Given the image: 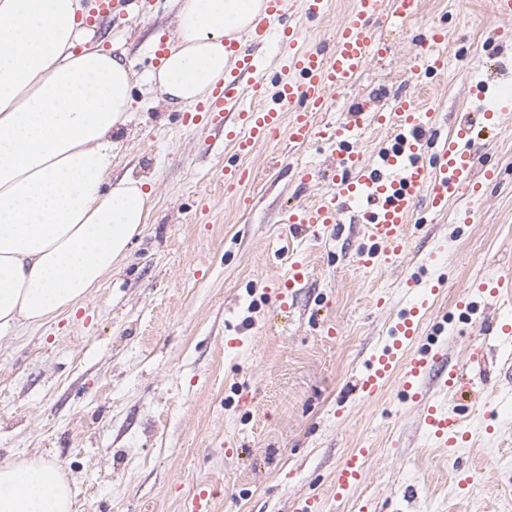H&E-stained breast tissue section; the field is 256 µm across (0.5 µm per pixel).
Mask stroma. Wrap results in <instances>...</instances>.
Segmentation results:
<instances>
[{
	"mask_svg": "<svg viewBox=\"0 0 512 512\" xmlns=\"http://www.w3.org/2000/svg\"><path fill=\"white\" fill-rule=\"evenodd\" d=\"M142 17L118 15L93 32L125 53L137 83L130 120L113 152L112 176L146 177L153 202L143 232L99 288L45 324L0 335V461L40 457L66 477L76 512H181L199 484L217 512H291L318 497L322 512H512V354L485 342L474 385L455 400L471 438L444 450L419 434L420 407L390 386L363 399L356 381L387 338L402 307V283L426 271L446 288L428 310L449 364L467 363L485 326L512 312V300H477L459 318V293L512 267V124L482 151L501 180L456 221L419 202L405 253L360 267L364 225L344 213L321 240L290 237L292 205L326 196L332 148L289 146L285 135L236 157L184 107L150 81L152 47L175 39L174 0H139ZM302 29L300 46L329 49L354 0ZM446 33L445 73L413 80L410 63L429 27ZM492 0H419L402 26L373 24L389 46L349 88L326 120L359 105L387 108L407 95L433 108L427 157L467 113L481 59L512 57L495 37ZM253 168L248 199L226 190L224 163ZM318 171L311 183L299 168ZM296 260L307 275L287 302L276 283ZM367 449L363 479L334 499L336 472ZM482 480L457 487L459 471Z\"/></svg>",
	"mask_w": 512,
	"mask_h": 512,
	"instance_id": "1",
	"label": "stroma"
}]
</instances>
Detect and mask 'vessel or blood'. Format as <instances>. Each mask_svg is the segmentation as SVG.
Returning a JSON list of instances; mask_svg holds the SVG:
<instances>
[{
    "instance_id": "1",
    "label": "vessel or blood",
    "mask_w": 512,
    "mask_h": 512,
    "mask_svg": "<svg viewBox=\"0 0 512 512\" xmlns=\"http://www.w3.org/2000/svg\"><path fill=\"white\" fill-rule=\"evenodd\" d=\"M394 10H387V2ZM329 0H264V12L247 30L244 39L225 40L232 65L196 111L185 113V123L223 129L236 153L245 156L257 145L279 132H286L293 146L321 140L333 148L336 165L342 173L327 196L311 205H295L285 213L289 232L311 239L322 236L337 224L338 214L352 212L357 223L367 228L371 248L358 253L360 266H374L380 257L395 258L407 247L410 218L420 192H428L433 211H444L449 202H471L480 197L487 184L496 181L493 168H479L474 122L496 130L512 118V99L499 97L497 82L477 78L472 86L471 117L462 120L452 136L440 147L437 163L426 158L428 135L432 125L431 109L405 96L396 97L383 112L356 113L346 123L319 121L321 113L331 111L334 95L347 89L368 62L384 58L386 43L375 39L372 23L376 19L398 22L413 15L417 0H355L352 11L336 30L328 52L297 50L300 31L286 22L290 10H298L309 19L325 15ZM446 34L432 28L421 52L414 58L410 72L414 76L431 75L445 68L442 50ZM277 41L284 49L288 80L267 89L257 75L255 46ZM258 98L257 106L245 105L246 97ZM387 130L389 137L378 152L377 162L363 156L358 140L364 122ZM253 173L244 167L225 164L221 180L228 190H237L253 181ZM409 300L399 311L389 337L370 358L358 382L365 399L380 396L390 383H397L403 397L423 408V433L438 448H457L467 443L469 432L463 418L447 407L445 395H459L468 385L457 367L449 366L442 351L423 344L422 312L431 296L439 294L438 279L408 277L404 283ZM512 290V270L496 280L479 284L482 298L497 302ZM363 478L362 453L351 454L336 473L333 484L338 497L348 495Z\"/></svg>"
}]
</instances>
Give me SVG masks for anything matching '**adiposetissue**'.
<instances>
[{
	"instance_id": "obj_1",
	"label": "adipose tissue",
	"mask_w": 512,
	"mask_h": 512,
	"mask_svg": "<svg viewBox=\"0 0 512 512\" xmlns=\"http://www.w3.org/2000/svg\"><path fill=\"white\" fill-rule=\"evenodd\" d=\"M176 44L151 80L167 99L206 98L231 65L226 36L262 0H176ZM83 0H0V333L84 299L145 224L143 178L111 180L114 135L136 74L90 41ZM0 512H72L53 465L0 463Z\"/></svg>"
}]
</instances>
